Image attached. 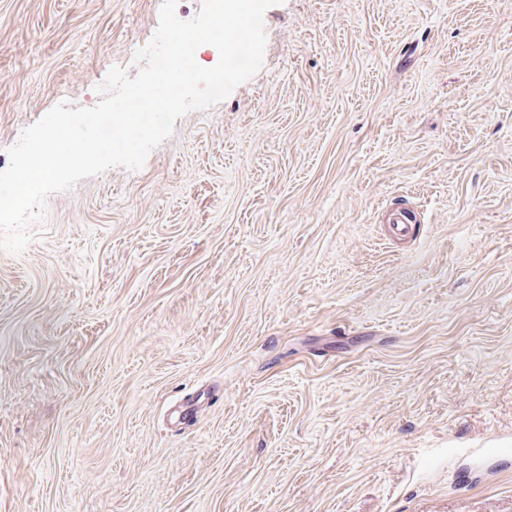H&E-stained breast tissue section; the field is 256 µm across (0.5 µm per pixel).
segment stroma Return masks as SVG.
<instances>
[{
    "mask_svg": "<svg viewBox=\"0 0 512 512\" xmlns=\"http://www.w3.org/2000/svg\"><path fill=\"white\" fill-rule=\"evenodd\" d=\"M159 9L0 0V166L136 73ZM264 31L0 251V512H512V0H282Z\"/></svg>",
    "mask_w": 512,
    "mask_h": 512,
    "instance_id": "1",
    "label": "stroma"
}]
</instances>
